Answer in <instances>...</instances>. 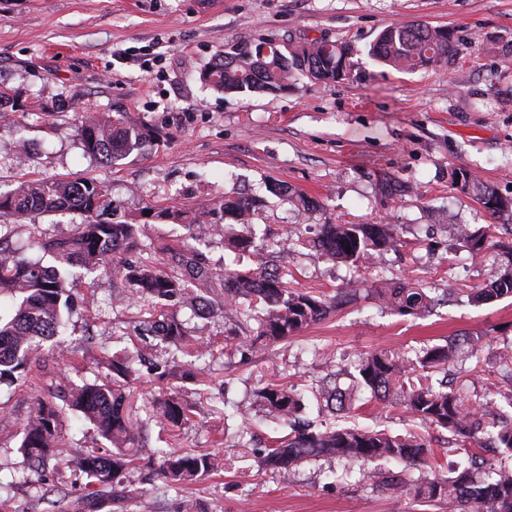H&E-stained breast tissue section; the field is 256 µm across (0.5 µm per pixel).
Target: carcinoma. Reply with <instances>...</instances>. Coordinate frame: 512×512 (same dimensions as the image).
<instances>
[{"instance_id": "obj_1", "label": "carcinoma", "mask_w": 512, "mask_h": 512, "mask_svg": "<svg viewBox=\"0 0 512 512\" xmlns=\"http://www.w3.org/2000/svg\"><path fill=\"white\" fill-rule=\"evenodd\" d=\"M454 33L446 27L426 24H395L384 28L370 48L379 62L398 71L428 69L456 55ZM355 62L351 49L343 44L313 38L288 50L273 41L255 42L247 37L228 41L224 51L215 55L201 79L226 93L278 94L287 91L298 76L314 83L338 82L351 74ZM84 150L103 163H115L133 153L142 152L153 136L126 124L122 119L88 116L78 127ZM455 189L475 198L487 212L496 215L512 213V199L496 190L467 167L450 172ZM274 196H287L301 213L317 207L308 196L290 194L286 185L273 182L266 186ZM263 200L242 193L224 197L218 204H201L194 210H176L170 217L189 223L191 228L210 226L224 235V247L236 254L254 247L251 219ZM111 207L107 190L86 178L29 180L14 190L0 192V215L26 218L33 214L62 209L76 210L84 222L67 238L42 244V249L63 265L89 269L102 267L112 273L134 294L148 304V331L166 343L179 347L191 336L183 324L165 314L174 302L206 312L210 301L197 293L210 277L205 260L197 254L177 259L178 269L166 271L152 262L130 263L125 255L139 248L141 228L136 222L118 224L100 219ZM230 218L233 223L226 224ZM494 225L483 231L460 229L459 243L473 257H483L496 249L509 255L507 263L496 267L471 299L482 305L505 295L512 296V243L494 239ZM398 239L388 224H332L318 227L312 240L315 254L321 258L352 266L394 251ZM7 291L17 300L13 311L0 315V380L24 379L28 368L43 350V342L60 334L62 309L70 308L72 293L67 279L54 267L6 253L0 248V292ZM436 289L420 283H405L377 291L383 304L402 315L425 314L439 301ZM248 309L239 308V301ZM224 307L239 314L251 315L258 309L255 341L283 342L323 320L335 305L309 291L288 287L283 272L277 267L259 264L244 271L224 272ZM458 359L455 340L434 345L415 353V357L393 356L374 352L363 357L353 376L354 385L370 390L379 401L394 395L403 397L415 428L431 426L447 430L455 437V446L501 448L512 453V416L501 417L495 407L466 406L460 396L448 389V381L435 386L432 374ZM112 381L75 386L69 393V407L92 422L100 434L117 448L110 454L85 451L76 459L89 484L102 489L116 488L135 461L127 448L136 445L147 460L158 464L157 472L173 488L181 489L230 461L227 453L172 452L147 448L140 429L133 420L125 384L134 375L132 359L112 362ZM352 390L341 388L331 377L323 379L318 392V409L350 418ZM259 406L265 416L276 419L290 432L277 438L274 446L259 456L260 466L277 471H290L302 463L321 457L337 458L348 463L368 460L403 463L409 467L434 464L435 450L424 435L415 431L395 434L385 429L361 427L355 423L336 422L324 429L296 427V418L305 408L303 396L293 387L269 383L257 392ZM159 412L168 429L186 420V409L179 398L169 394L159 399ZM59 410L53 404L38 400L34 412L24 426L21 448L36 467L45 466L60 455L61 435L58 430ZM372 485L390 495L405 493L420 503L437 506L445 512H512V472L490 467L475 475L470 467L437 475L432 479L388 474H368Z\"/></svg>"}]
</instances>
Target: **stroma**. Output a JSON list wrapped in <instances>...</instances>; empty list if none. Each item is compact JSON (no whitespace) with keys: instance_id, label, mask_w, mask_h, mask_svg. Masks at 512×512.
<instances>
[{"instance_id":"35a3bbf8","label":"stroma","mask_w":512,"mask_h":512,"mask_svg":"<svg viewBox=\"0 0 512 512\" xmlns=\"http://www.w3.org/2000/svg\"><path fill=\"white\" fill-rule=\"evenodd\" d=\"M444 26L458 38L447 62L414 73L379 64L368 55L379 32L395 23ZM245 36L296 44L327 38L352 48L349 78L310 83L299 78L279 94H226L206 85L201 70L229 40ZM0 190L19 182L71 176L107 189L110 222L136 219L142 248L131 261L170 262L191 245L215 274L216 308L204 317L181 306L170 316L193 340L176 352L141 336L147 306L111 275L70 270L72 313L62 335L44 346L24 380L0 384V502L7 512H88L87 479L75 459L112 445L82 415L63 410L66 452L40 470L23 454L22 426L37 398L73 384L109 378L116 356L143 352L127 387L132 416L147 447L166 451H221L251 431L226 469L177 490L162 476L132 469L129 494L104 495L98 512H439L412 496L378 491L365 475L399 471V464L318 459L284 474L258 468L253 452L283 435L254 406L268 383L295 387L310 419H317L316 384L332 370L348 387L359 359L373 351L411 355L464 334L482 370L449 375L467 405L502 401L512 382L501 378L499 355L512 348V297L470 303L466 290L485 284L497 260H471L460 227L479 229L496 216L449 182L456 166L472 169L512 198V0H0ZM123 117L159 139L141 156L105 164L84 153L77 128L91 113ZM31 154L16 161L18 140ZM277 181L319 201L297 214L267 192ZM233 191L263 198L252 218L256 250L226 251L224 239L162 216L168 207L216 203ZM79 213L0 216V239L40 254L38 241L74 233ZM392 224L399 251L352 267L315 257L309 246L319 224ZM265 262L282 268L292 287L330 299H352L288 341L252 347V323L225 309V270ZM435 288L456 283L460 294L439 301L423 317L403 316L377 298L405 281ZM238 341H228L230 333ZM175 391L187 418L175 432L161 426L155 397ZM356 421L395 433L409 427L401 399L378 402L358 393Z\"/></svg>"}]
</instances>
